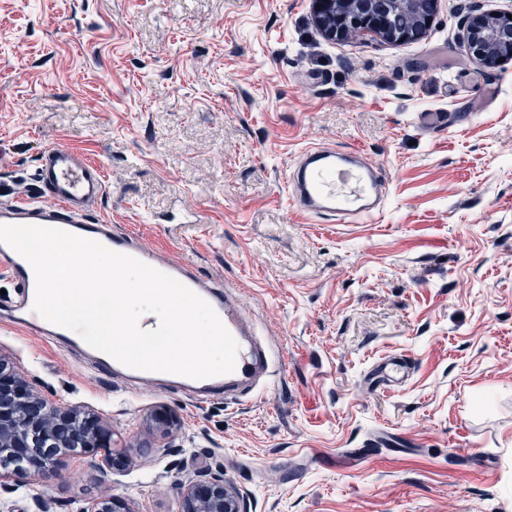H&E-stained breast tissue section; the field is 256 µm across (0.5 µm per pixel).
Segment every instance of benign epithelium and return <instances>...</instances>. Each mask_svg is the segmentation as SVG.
Here are the masks:
<instances>
[{"mask_svg":"<svg viewBox=\"0 0 512 512\" xmlns=\"http://www.w3.org/2000/svg\"><path fill=\"white\" fill-rule=\"evenodd\" d=\"M315 22L329 40L344 36L347 25L359 27L387 42H405L424 36L435 12L436 0H313ZM411 15L413 23L404 28L393 25L395 12ZM467 52L485 65L496 64L512 56V20L503 14L491 24L482 17L473 18L462 39ZM74 415L47 406L39 394L12 376L8 363L0 357V458H8L15 473H43L65 462L67 453L48 461L33 444L39 433L60 448L81 439L79 449L92 452L108 445L109 438L96 419L84 415L82 436L67 434ZM129 463L123 451H112L102 475L121 470ZM90 512H131L128 503L111 498L96 504ZM181 512H241L238 492L223 479H199L183 492Z\"/></svg>","mask_w":512,"mask_h":512,"instance_id":"benign-epithelium-1","label":"benign epithelium"}]
</instances>
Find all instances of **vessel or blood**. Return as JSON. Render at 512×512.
<instances>
[{
    "mask_svg": "<svg viewBox=\"0 0 512 512\" xmlns=\"http://www.w3.org/2000/svg\"><path fill=\"white\" fill-rule=\"evenodd\" d=\"M35 180L38 197L1 203L0 224L58 228L132 256L174 277L203 298L234 337L238 352L233 372L204 379L181 376L177 379L178 385L214 393L264 370L265 362L254 330L221 286L203 281L187 264L165 259L153 248L135 243L130 236L113 233L109 222L90 219V211L106 192L100 165L78 151L54 146L42 152ZM288 190L291 201L302 213L364 220L379 214L386 186L377 168L352 152L312 146L299 156L289 175ZM0 273L19 290L10 311L11 323L33 335L59 336L69 344L82 345L83 339L78 333L54 325L34 311V271L23 257L3 243H0ZM407 371L408 366L400 356L379 359L371 368L374 377L381 378L389 373L397 380Z\"/></svg>",
    "mask_w": 512,
    "mask_h": 512,
    "instance_id": "vessel-or-blood-1",
    "label": "vessel or blood"
}]
</instances>
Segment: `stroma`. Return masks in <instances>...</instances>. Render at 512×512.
Here are the masks:
<instances>
[{"label": "stroma", "instance_id": "stroma-1", "mask_svg": "<svg viewBox=\"0 0 512 512\" xmlns=\"http://www.w3.org/2000/svg\"><path fill=\"white\" fill-rule=\"evenodd\" d=\"M511 10L440 0L423 38L388 43L324 38L312 0H0V202L37 193L46 146L84 152L106 173L94 217L223 282L269 370L214 398L134 382L0 301L14 374L132 458L11 475L6 512H180L201 473L243 512H512V57L489 69L459 40ZM310 146L379 166L380 218L291 206ZM387 355L408 377L366 384Z\"/></svg>", "mask_w": 512, "mask_h": 512}]
</instances>
